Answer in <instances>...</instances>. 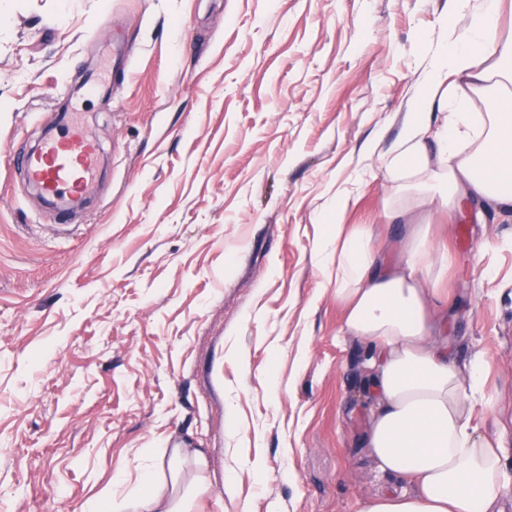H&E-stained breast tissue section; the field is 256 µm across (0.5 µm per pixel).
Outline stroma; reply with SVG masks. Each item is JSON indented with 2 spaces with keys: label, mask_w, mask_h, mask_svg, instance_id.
<instances>
[{
  "label": "stroma",
  "mask_w": 512,
  "mask_h": 512,
  "mask_svg": "<svg viewBox=\"0 0 512 512\" xmlns=\"http://www.w3.org/2000/svg\"><path fill=\"white\" fill-rule=\"evenodd\" d=\"M446 0H0V512H69L201 450L199 512H357L365 345L321 275L348 197L386 262L396 147ZM80 121L100 163L60 218L16 159ZM440 341L484 361L512 488V213L423 218Z\"/></svg>",
  "instance_id": "35a3bbf8"
}]
</instances>
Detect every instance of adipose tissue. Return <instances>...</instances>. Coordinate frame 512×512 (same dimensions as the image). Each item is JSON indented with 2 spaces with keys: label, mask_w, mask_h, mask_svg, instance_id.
I'll use <instances>...</instances> for the list:
<instances>
[{
  "label": "adipose tissue",
  "mask_w": 512,
  "mask_h": 512,
  "mask_svg": "<svg viewBox=\"0 0 512 512\" xmlns=\"http://www.w3.org/2000/svg\"><path fill=\"white\" fill-rule=\"evenodd\" d=\"M504 0H449L450 34L434 49L395 152L380 162L393 197L416 209L437 206L453 220L475 199L512 210V41L498 42ZM465 26H457V19ZM481 99L486 113L471 111ZM448 116L432 124V109ZM394 265L379 257L361 229L334 224L318 249L327 286L345 308L340 332L366 343L365 391L376 403L365 443L380 470L412 485L386 488L358 512H503L502 451L472 423L482 362L462 369L436 343L439 284L447 260L435 259L421 225L412 224ZM194 476L184 481L185 465ZM204 456L174 453L169 482L147 478L130 489L120 512H193L206 494Z\"/></svg>",
  "instance_id": "1"
}]
</instances>
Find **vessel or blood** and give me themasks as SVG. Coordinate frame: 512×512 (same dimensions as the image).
<instances>
[{
    "label": "vessel or blood",
    "instance_id": "obj_1",
    "mask_svg": "<svg viewBox=\"0 0 512 512\" xmlns=\"http://www.w3.org/2000/svg\"><path fill=\"white\" fill-rule=\"evenodd\" d=\"M97 153L90 133L67 128L37 151L19 156L18 164L46 197L69 198L90 191Z\"/></svg>",
    "mask_w": 512,
    "mask_h": 512
}]
</instances>
